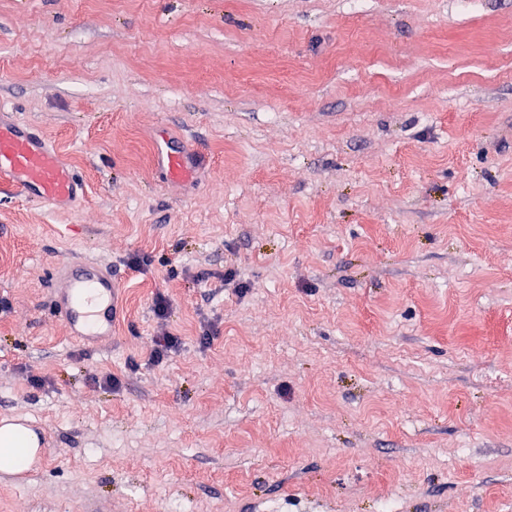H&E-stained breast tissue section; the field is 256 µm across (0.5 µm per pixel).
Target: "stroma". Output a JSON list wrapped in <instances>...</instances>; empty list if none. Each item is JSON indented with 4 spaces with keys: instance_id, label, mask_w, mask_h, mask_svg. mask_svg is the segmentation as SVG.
<instances>
[{
    "instance_id": "obj_1",
    "label": "stroma",
    "mask_w": 512,
    "mask_h": 512,
    "mask_svg": "<svg viewBox=\"0 0 512 512\" xmlns=\"http://www.w3.org/2000/svg\"><path fill=\"white\" fill-rule=\"evenodd\" d=\"M0 108L88 189L0 185V512H512V0H0ZM52 306L68 336L79 343L101 346L112 337L119 317L120 282L112 264L72 254L49 267ZM33 429L3 419L0 425V473L12 476L27 471L44 454L45 448Z\"/></svg>"
}]
</instances>
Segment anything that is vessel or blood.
<instances>
[{"mask_svg":"<svg viewBox=\"0 0 512 512\" xmlns=\"http://www.w3.org/2000/svg\"><path fill=\"white\" fill-rule=\"evenodd\" d=\"M0 184L54 210L81 203L84 185L53 144L15 113H0ZM52 306L68 336L101 346L112 336L120 282L111 264L72 254L49 268Z\"/></svg>","mask_w":512,"mask_h":512,"instance_id":"b4317fda","label":"vessel or blood"}]
</instances>
